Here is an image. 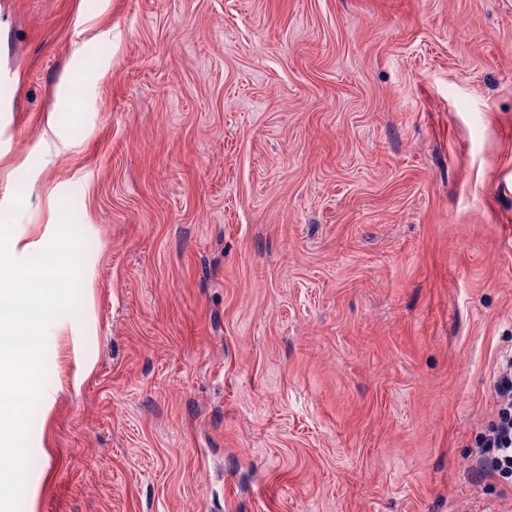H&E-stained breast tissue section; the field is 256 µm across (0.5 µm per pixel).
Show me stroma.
<instances>
[{"label":"stroma","instance_id":"obj_1","mask_svg":"<svg viewBox=\"0 0 512 512\" xmlns=\"http://www.w3.org/2000/svg\"><path fill=\"white\" fill-rule=\"evenodd\" d=\"M1 224L94 273L11 512H512V0H0ZM496 414L482 434L474 456L477 478L512 483V356L503 360L492 382Z\"/></svg>","mask_w":512,"mask_h":512}]
</instances>
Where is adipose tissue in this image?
Listing matches in <instances>:
<instances>
[{"instance_id":"ef3b65f1","label":"adipose tissue","mask_w":512,"mask_h":512,"mask_svg":"<svg viewBox=\"0 0 512 512\" xmlns=\"http://www.w3.org/2000/svg\"><path fill=\"white\" fill-rule=\"evenodd\" d=\"M0 268L13 275L11 285L0 286V391L20 393L28 405L50 412L57 388L44 378L43 365L59 332L69 331L73 343L72 387H80L94 368L83 353L82 323L66 322L56 310L61 283H89L90 269L54 224L32 236L1 224ZM25 415V407L0 411V451L14 457L10 468L0 470V512H10L6 490L20 483L38 490L26 470Z\"/></svg>"}]
</instances>
